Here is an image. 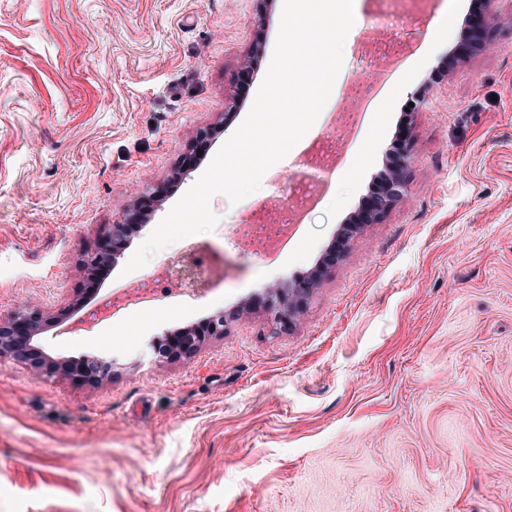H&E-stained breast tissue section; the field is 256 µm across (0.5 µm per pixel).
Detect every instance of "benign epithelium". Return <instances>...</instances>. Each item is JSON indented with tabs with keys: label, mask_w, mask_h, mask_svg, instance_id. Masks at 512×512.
Listing matches in <instances>:
<instances>
[{
	"label": "benign epithelium",
	"mask_w": 512,
	"mask_h": 512,
	"mask_svg": "<svg viewBox=\"0 0 512 512\" xmlns=\"http://www.w3.org/2000/svg\"><path fill=\"white\" fill-rule=\"evenodd\" d=\"M210 134L208 129L197 132L195 140L188 145L180 159L182 174H187L200 160L197 151ZM412 162L410 151L405 150L399 155L391 173L380 180L373 195L358 209L354 223L341 228L319 266L335 261L336 254L342 251L351 236L360 233L369 224L378 223L386 211L403 199L406 182L401 171L407 169ZM146 221L147 217L136 210L123 214L121 219L103 228L96 248L86 252L82 261L90 269L96 268L100 259L111 267L116 266L124 254L130 234L146 227ZM317 280L318 272L314 271L308 276L294 279L283 289L276 288L267 292L264 308L271 315L277 329L288 330L293 327L312 296ZM47 321L48 314L35 305H27L1 316L0 358L11 357L23 361L36 373L47 377L64 372L72 381L80 384H98L112 378L110 359H72L62 367L45 357L39 346L34 344V337L47 325ZM222 335L224 315H214L201 326L181 329L154 340L153 354L159 359L191 358L211 337Z\"/></svg>",
	"instance_id": "benign-epithelium-1"
}]
</instances>
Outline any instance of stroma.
<instances>
[{
	"label": "stroma",
	"instance_id": "stroma-1",
	"mask_svg": "<svg viewBox=\"0 0 512 512\" xmlns=\"http://www.w3.org/2000/svg\"><path fill=\"white\" fill-rule=\"evenodd\" d=\"M476 0L370 19L313 125L346 165L268 256L238 233L282 199L306 154L253 196L215 195L197 234L233 272L92 329L46 328L53 358L108 357L79 386L0 359V512H512V0L475 47ZM282 0H0V315L35 304L70 320L101 229L164 191L138 248L249 113ZM448 30L432 34L439 13ZM212 132L187 175L178 162ZM407 148V191L351 239L288 331L238 315L308 274ZM102 273L100 296L148 283L183 249ZM227 325L188 360L150 341L216 312Z\"/></svg>",
	"mask_w": 512,
	"mask_h": 512
}]
</instances>
